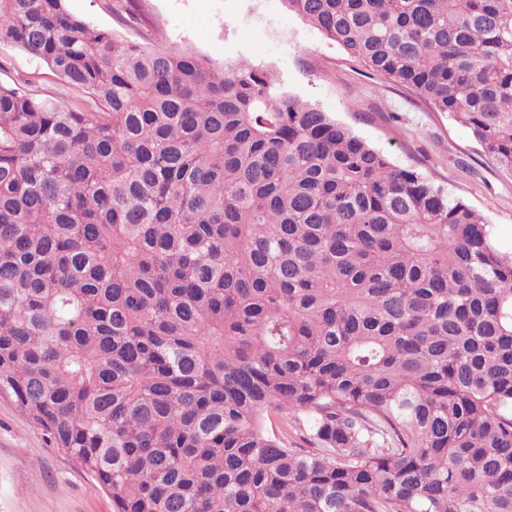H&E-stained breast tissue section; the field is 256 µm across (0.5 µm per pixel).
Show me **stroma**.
I'll list each match as a JSON object with an SVG mask.
<instances>
[{
	"instance_id": "35a3bbf8",
	"label": "stroma",
	"mask_w": 512,
	"mask_h": 512,
	"mask_svg": "<svg viewBox=\"0 0 512 512\" xmlns=\"http://www.w3.org/2000/svg\"><path fill=\"white\" fill-rule=\"evenodd\" d=\"M68 11L120 38L164 37L214 61L272 66L289 92L333 113L401 167L423 174L483 215L498 250L512 253V173L483 156L470 131L289 12L281 0H66ZM0 81L76 95L44 63L0 45ZM0 512H113L111 497L0 396Z\"/></svg>"
}]
</instances>
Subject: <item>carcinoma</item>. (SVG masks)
<instances>
[{
	"label": "carcinoma",
	"mask_w": 512,
	"mask_h": 512,
	"mask_svg": "<svg viewBox=\"0 0 512 512\" xmlns=\"http://www.w3.org/2000/svg\"><path fill=\"white\" fill-rule=\"evenodd\" d=\"M282 2L512 173V0ZM0 44L86 104L0 82V396L113 512H512V256L464 200L248 59L65 0Z\"/></svg>",
	"instance_id": "carcinoma-1"
}]
</instances>
